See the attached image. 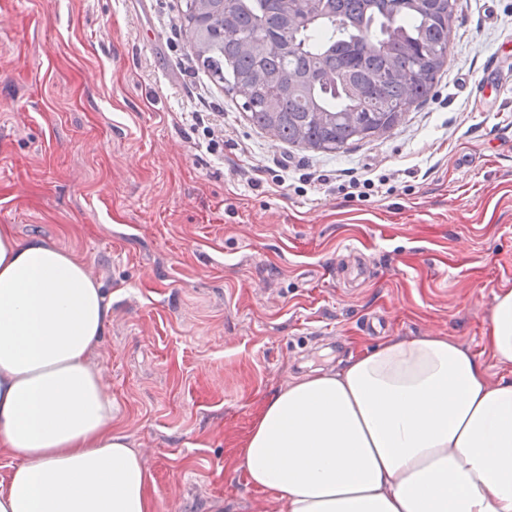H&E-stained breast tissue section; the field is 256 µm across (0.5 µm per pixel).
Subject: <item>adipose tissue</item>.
I'll return each instance as SVG.
<instances>
[{
	"label": "adipose tissue",
	"mask_w": 512,
	"mask_h": 512,
	"mask_svg": "<svg viewBox=\"0 0 512 512\" xmlns=\"http://www.w3.org/2000/svg\"><path fill=\"white\" fill-rule=\"evenodd\" d=\"M110 315L84 262L0 225V512H157L89 355ZM485 345L512 368V289ZM284 512H512V377L445 336L390 338L259 406L240 450Z\"/></svg>",
	"instance_id": "ef3b65f1"
}]
</instances>
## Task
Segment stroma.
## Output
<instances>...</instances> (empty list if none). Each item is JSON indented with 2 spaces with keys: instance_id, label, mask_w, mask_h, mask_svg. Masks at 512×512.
Instances as JSON below:
<instances>
[{
  "instance_id": "35a3bbf8",
  "label": "stroma",
  "mask_w": 512,
  "mask_h": 512,
  "mask_svg": "<svg viewBox=\"0 0 512 512\" xmlns=\"http://www.w3.org/2000/svg\"><path fill=\"white\" fill-rule=\"evenodd\" d=\"M182 3L0 0V225L101 284L91 360L158 512H283L237 458L288 382L425 334L503 373L484 336L512 288V0H457L433 95L336 152L254 128L196 59ZM352 174L377 190L349 197Z\"/></svg>"
}]
</instances>
